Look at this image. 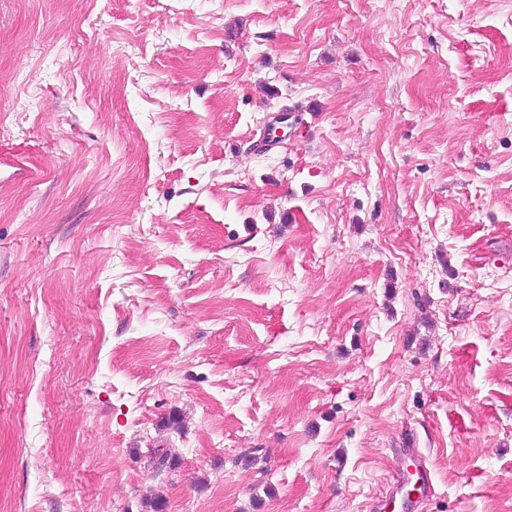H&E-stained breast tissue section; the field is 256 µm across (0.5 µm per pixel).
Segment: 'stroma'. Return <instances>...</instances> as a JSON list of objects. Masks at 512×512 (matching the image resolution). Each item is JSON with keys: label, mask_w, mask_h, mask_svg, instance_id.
Here are the masks:
<instances>
[{"label": "stroma", "mask_w": 512, "mask_h": 512, "mask_svg": "<svg viewBox=\"0 0 512 512\" xmlns=\"http://www.w3.org/2000/svg\"><path fill=\"white\" fill-rule=\"evenodd\" d=\"M407 448L512 512V0H0V512H390Z\"/></svg>", "instance_id": "stroma-1"}]
</instances>
